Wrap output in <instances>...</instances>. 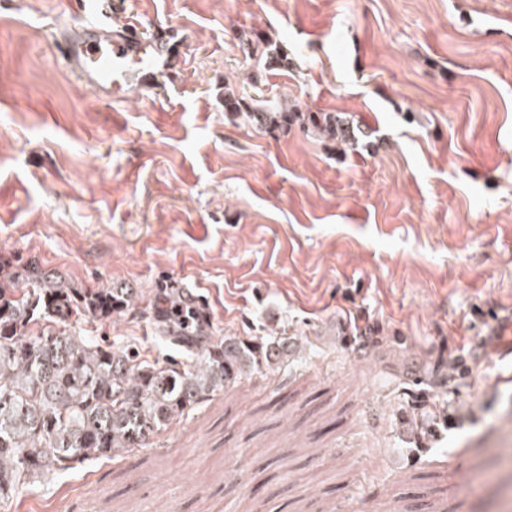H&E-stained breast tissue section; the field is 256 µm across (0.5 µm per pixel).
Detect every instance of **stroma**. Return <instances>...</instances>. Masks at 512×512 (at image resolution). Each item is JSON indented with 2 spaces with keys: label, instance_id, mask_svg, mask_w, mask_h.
<instances>
[{
  "label": "stroma",
  "instance_id": "obj_1",
  "mask_svg": "<svg viewBox=\"0 0 512 512\" xmlns=\"http://www.w3.org/2000/svg\"><path fill=\"white\" fill-rule=\"evenodd\" d=\"M72 0H0V267L140 298L106 336L187 358L150 297L202 295L215 336L287 360L152 445L20 492L12 512H512V0H112L172 59L97 101L51 37ZM288 56L248 53L253 32ZM250 85L359 130L263 131ZM479 358L485 372L467 376Z\"/></svg>",
  "mask_w": 512,
  "mask_h": 512
}]
</instances>
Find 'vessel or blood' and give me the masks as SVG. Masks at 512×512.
<instances>
[{
    "label": "vessel or blood",
    "mask_w": 512,
    "mask_h": 512,
    "mask_svg": "<svg viewBox=\"0 0 512 512\" xmlns=\"http://www.w3.org/2000/svg\"><path fill=\"white\" fill-rule=\"evenodd\" d=\"M86 21L79 26H57L55 42L64 65L81 85L100 99L112 97V75L116 59L134 58L144 70H151L159 53L153 39L133 27L113 28L112 0H79Z\"/></svg>",
    "instance_id": "1"
}]
</instances>
